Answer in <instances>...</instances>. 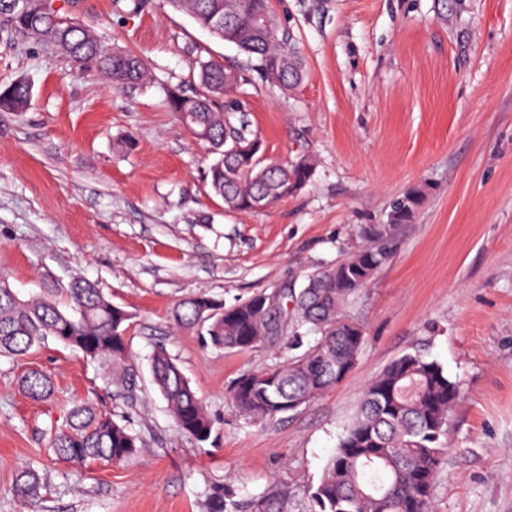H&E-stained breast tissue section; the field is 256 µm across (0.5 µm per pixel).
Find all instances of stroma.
Masks as SVG:
<instances>
[{
  "label": "stroma",
  "mask_w": 512,
  "mask_h": 512,
  "mask_svg": "<svg viewBox=\"0 0 512 512\" xmlns=\"http://www.w3.org/2000/svg\"><path fill=\"white\" fill-rule=\"evenodd\" d=\"M110 47L144 58L147 78L113 88L50 46L0 28V83L32 86L26 111L0 112V273L21 295L76 277L132 319L127 372L58 342L0 355V512H26L18 468L43 475L41 512H206L229 487L239 512L275 495L314 512L311 493L366 384L421 350L460 380L443 437L434 512H512V0H272L305 63L286 90L246 75L233 92L265 157L311 159L296 194L228 211L206 179L213 160L164 106L196 88L198 60L245 66L236 46L169 0H54ZM133 134L137 147L119 142ZM427 199L396 230L391 256L345 308L365 328L345 379L296 412L240 413L238 376L294 356L287 340L224 350L178 328L173 308L203 293L231 304L302 288L384 224L390 205ZM165 349L214 423L200 443L175 426L154 385ZM54 384L36 402L21 379ZM112 411L142 446L128 463L82 467L46 449L45 429L75 403Z\"/></svg>",
  "instance_id": "obj_1"
}]
</instances>
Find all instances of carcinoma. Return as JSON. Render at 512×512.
Instances as JSON below:
<instances>
[{
  "label": "carcinoma",
  "mask_w": 512,
  "mask_h": 512,
  "mask_svg": "<svg viewBox=\"0 0 512 512\" xmlns=\"http://www.w3.org/2000/svg\"><path fill=\"white\" fill-rule=\"evenodd\" d=\"M21 3L17 9L12 0H0L1 26L54 45L74 63L102 73L116 89L145 78V63L133 52L106 47L83 23H64L43 13L42 0ZM170 3L247 56L245 70L213 59L200 62L199 89H174L165 100L191 135L213 148L215 158L207 173L210 192L229 210L257 211L304 188L314 174L312 161L283 165L263 158L262 143L247 121L231 122L243 111L230 93L244 79V71L288 89L303 77V59L279 34L271 0H244L245 8L227 24L226 0ZM31 92L21 78L1 83L0 112L24 111ZM424 195L423 189L412 188L397 198L388 223L363 233L373 245L355 247L334 267L313 271L299 290L257 291L228 306L200 293L176 306V326L200 329L213 346L224 349L247 350L278 337L288 312L293 321L290 346H302L299 329L306 325L319 334L303 354L241 374L231 388L239 411L261 417L294 412L346 377L365 330L346 317L344 306L387 262L393 232L410 223ZM130 318L85 278L73 279L60 291L21 298L7 277L0 276L1 355H23L53 339L86 357L106 356L121 366L127 360L124 332ZM152 376L179 430L199 443L208 441L212 421L163 349L153 357ZM22 384L33 400L52 395V382L41 372L27 373ZM460 398L459 382L438 361L418 351L393 360L364 388L355 417L312 492L316 512H433L432 488L445 452L441 438ZM50 447L58 459L76 465L121 463L137 453L138 436L112 414L80 405L69 412L64 426L50 430ZM43 488L36 468L18 470L13 494L28 512H39ZM209 502L210 512H235L236 504L225 501L222 486L213 489Z\"/></svg>",
  "instance_id": "1"
}]
</instances>
